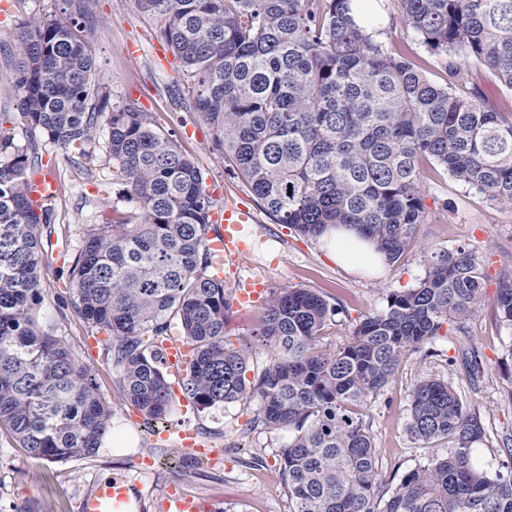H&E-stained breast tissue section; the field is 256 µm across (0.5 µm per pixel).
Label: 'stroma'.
I'll use <instances>...</instances> for the list:
<instances>
[{
	"label": "stroma",
	"mask_w": 512,
	"mask_h": 512,
	"mask_svg": "<svg viewBox=\"0 0 512 512\" xmlns=\"http://www.w3.org/2000/svg\"><path fill=\"white\" fill-rule=\"evenodd\" d=\"M373 22L371 35L385 49L415 62L433 82H449L440 58L428 52L407 27L396 0H365ZM62 0H0V113L11 116L0 132L22 149H35L43 167L56 181V227L42 271L45 301L42 315L69 336L80 361L94 367L102 391L111 401L116 429L131 433L127 447L100 448L91 458L69 462L35 460L0 430V512H79L78 504L98 480H134L132 512H157L170 490L203 499L216 507L242 503L247 512H291L292 502L279 472L278 454L288 441L284 431L250 426L252 410L238 402L200 410L175 408L167 420L148 425L121 401L117 375L104 357L105 333H89L75 315L60 318L56 296L65 283L58 268L70 263L81 244L84 224L111 221L113 207H126L124 184L107 159L104 136H97L84 158H70L46 144L42 135L26 134L20 119L21 97L14 86L18 24L32 15H60ZM94 25L88 48L102 81L119 106L132 105L155 113L164 133L200 167L213 213L231 200L252 209L255 223L245 225L247 252L237 278H225L235 291L236 279L253 281L262 296L284 286L315 290L338 301L343 311L324 330L329 347L342 345L362 316L386 305L390 292L414 287L425 275L431 253L465 247L473 251L483 272L487 306L462 324H449L433 342L435 353L408 355L394 381L372 410V432L381 477L398 482L408 470L425 462L429 451L411 439L405 428L412 385L424 377L447 381L470 408L479 413L486 438L476 448L483 467L496 471L512 463V330L497 319L491 305L503 279L512 275V209L489 202L483 195L447 174L434 162L421 163L425 216L398 262L381 273L354 272L336 265L317 240L297 235L258 209L246 183L213 148L212 134L193 106L186 78L174 53L156 38L159 22L141 12L137 0H90ZM453 83L457 93L480 95L502 112L512 113V89L502 85L474 61H461ZM261 305L234 310L226 332L234 343L250 345L247 378L269 363L266 349L253 346L251 329L262 317ZM478 351L483 371L470 380L461 361L465 349ZM181 430L195 431L200 441L223 449L216 461L195 456L176 443Z\"/></svg>",
	"instance_id": "stroma-1"
}]
</instances>
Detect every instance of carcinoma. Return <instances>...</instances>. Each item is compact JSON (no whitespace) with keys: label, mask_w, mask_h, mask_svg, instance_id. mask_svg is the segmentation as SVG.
<instances>
[{"label":"carcinoma","mask_w":512,"mask_h":512,"mask_svg":"<svg viewBox=\"0 0 512 512\" xmlns=\"http://www.w3.org/2000/svg\"><path fill=\"white\" fill-rule=\"evenodd\" d=\"M68 17L23 22L15 35V87L26 130L66 155L106 128V152L125 185L129 211L84 224L59 310L105 332V358L123 401L150 424L175 403L159 345L177 319L192 361L182 381L202 409L245 402L251 425L292 433L280 474L293 512H512V474L483 468L480 415L437 378L410 391L406 430L427 447L451 439L394 486L381 479L370 410L409 352L433 355L443 325L485 304L477 256L459 246L431 253L425 277L391 292L345 343L322 342L343 312L309 288L272 293L253 335L270 353L249 381L248 348L224 328L233 298L211 269L213 206L195 162L152 112L114 106L96 81L84 33L87 0H64ZM354 0H138L160 20L195 108L224 162L278 224L318 238L336 224L372 239L389 263L424 219L422 159L488 200L512 207V119L480 97L455 93L454 57L482 64L512 89V0H397L423 46L443 58L449 82H431L368 32ZM29 157L0 134V428L33 459L93 457L112 436L114 409L96 370L67 337L42 325L43 238L52 202L28 194ZM512 329V281L494 301Z\"/></svg>","instance_id":"obj_1"}]
</instances>
